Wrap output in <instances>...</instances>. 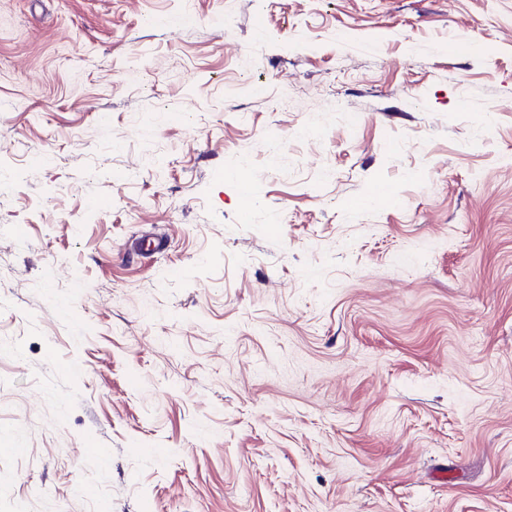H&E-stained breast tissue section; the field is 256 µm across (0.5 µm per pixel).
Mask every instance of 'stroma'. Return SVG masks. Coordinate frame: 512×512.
<instances>
[{
    "label": "stroma",
    "mask_w": 512,
    "mask_h": 512,
    "mask_svg": "<svg viewBox=\"0 0 512 512\" xmlns=\"http://www.w3.org/2000/svg\"><path fill=\"white\" fill-rule=\"evenodd\" d=\"M0 512H512V0H0Z\"/></svg>",
    "instance_id": "35a3bbf8"
}]
</instances>
